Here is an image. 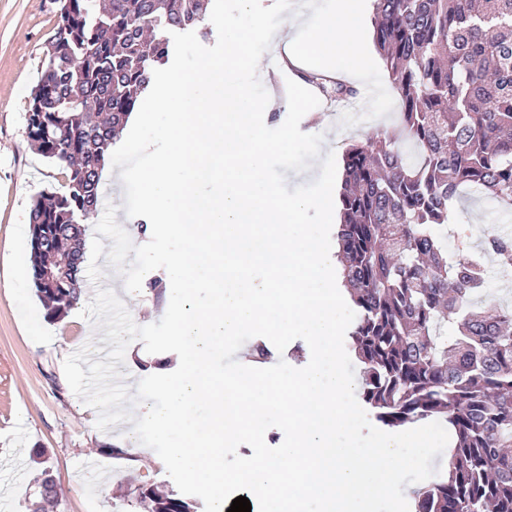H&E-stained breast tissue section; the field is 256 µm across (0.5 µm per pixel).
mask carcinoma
I'll return each instance as SVG.
<instances>
[{
  "mask_svg": "<svg viewBox=\"0 0 512 512\" xmlns=\"http://www.w3.org/2000/svg\"><path fill=\"white\" fill-rule=\"evenodd\" d=\"M27 115L35 149L65 182L29 210L33 286L59 320L74 280H40L38 234L78 258L96 213L105 151L169 34L201 26L203 0H58ZM373 40L401 101L396 125L349 144L339 193L337 258L358 318L350 351L376 421L440 418L453 435L448 471L418 491L414 512H512V310L483 298L487 261L512 271V235L448 249L457 205L512 210V0H375ZM331 98L353 86L312 73ZM191 505L165 493L162 512Z\"/></svg>",
  "mask_w": 512,
  "mask_h": 512,
  "instance_id": "carcinoma-1",
  "label": "carcinoma"
}]
</instances>
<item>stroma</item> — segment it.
Listing matches in <instances>:
<instances>
[{
    "mask_svg": "<svg viewBox=\"0 0 512 512\" xmlns=\"http://www.w3.org/2000/svg\"><path fill=\"white\" fill-rule=\"evenodd\" d=\"M58 20L55 0H0V512H30L43 471H50L60 493L52 512H141L137 490L174 489L159 456L132 446L130 431L96 426L97 411L70 389L65 359L88 344L89 319L82 312L105 276L98 258L112 241L87 228L94 250L84 255L83 294L67 317L43 320L34 336L22 322L25 309L41 306L28 267V243L19 226L33 197L62 183L59 166L30 144L26 113L40 76L44 47ZM357 98L321 102L300 122L302 132L322 134V152L342 158L346 145L367 140L395 123L400 101L380 58L374 57ZM471 241L485 232L512 234V214L485 200H466L457 209ZM175 353H147L141 341L127 348L120 367L124 384L151 374L173 372ZM27 493L14 499L15 485Z\"/></svg>",
    "mask_w": 512,
    "mask_h": 512,
    "instance_id": "obj_1",
    "label": "stroma"
}]
</instances>
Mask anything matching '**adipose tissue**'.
<instances>
[{
	"mask_svg": "<svg viewBox=\"0 0 512 512\" xmlns=\"http://www.w3.org/2000/svg\"><path fill=\"white\" fill-rule=\"evenodd\" d=\"M365 17V0H302L300 10L277 33L282 61L292 67L291 82L303 86V72L314 67L361 78L368 59L354 54L351 39L363 31Z\"/></svg>",
	"mask_w": 512,
	"mask_h": 512,
	"instance_id": "obj_1",
	"label": "adipose tissue"
}]
</instances>
